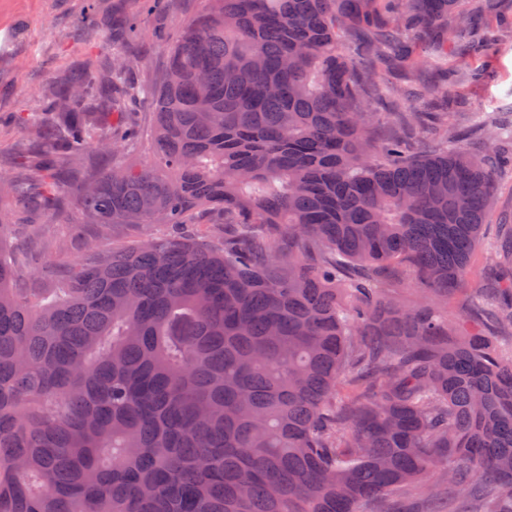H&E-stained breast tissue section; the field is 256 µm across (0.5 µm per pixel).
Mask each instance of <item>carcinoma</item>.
Wrapping results in <instances>:
<instances>
[{
  "label": "carcinoma",
  "instance_id": "carcinoma-1",
  "mask_svg": "<svg viewBox=\"0 0 512 512\" xmlns=\"http://www.w3.org/2000/svg\"><path fill=\"white\" fill-rule=\"evenodd\" d=\"M464 0H205L152 98L154 157L118 156L128 60L76 76L18 121L56 153L0 172V205L70 193L89 224L223 217L218 244L173 232L94 242L64 286L19 288L0 239V512H420L443 495L512 512V225L498 295L465 322L504 124L448 123L435 97L512 26ZM433 86L419 80L418 45ZM390 97L434 151L377 140ZM482 144L478 153L469 141Z\"/></svg>",
  "mask_w": 512,
  "mask_h": 512
}]
</instances>
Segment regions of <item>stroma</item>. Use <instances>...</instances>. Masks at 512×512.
<instances>
[{"mask_svg":"<svg viewBox=\"0 0 512 512\" xmlns=\"http://www.w3.org/2000/svg\"><path fill=\"white\" fill-rule=\"evenodd\" d=\"M202 3L161 0L157 7L146 9L137 0H0V170L17 175L37 162L38 156L17 116L44 108L42 90L46 85L65 83L81 72L98 77L106 72L113 22L138 17V36L121 46L134 60L128 79L156 88L164 77L168 48L195 18ZM473 64L481 69L483 78L478 84L465 85L459 111L512 116V43L489 57L474 59ZM118 110L123 126L139 132L130 161L150 160L153 146L149 130L154 120L151 100L128 99ZM62 215L63 223L49 224L34 207H0V224L5 227L9 251L28 254L27 280L45 273L52 280H63L83 257L88 240L96 238L123 247L168 231L164 224H113L103 228L85 223L72 207L65 208ZM496 230L495 224L484 226V241L471 253L468 289L448 298L449 318L470 316L468 298L479 294L493 277L488 241Z\"/></svg>","mask_w":512,"mask_h":512,"instance_id":"obj_1","label":"stroma"}]
</instances>
